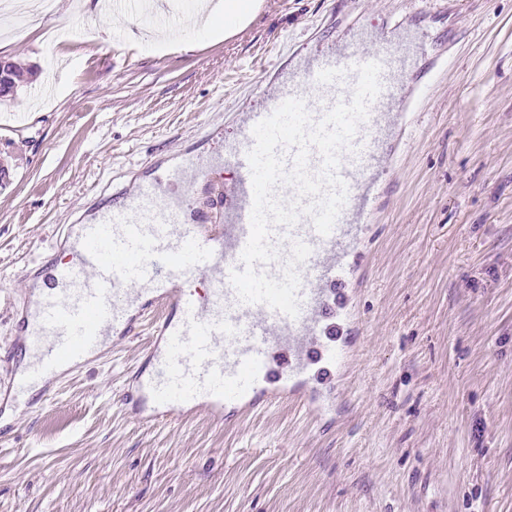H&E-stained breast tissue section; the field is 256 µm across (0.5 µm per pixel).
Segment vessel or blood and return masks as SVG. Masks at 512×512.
<instances>
[{
	"label": "vessel or blood",
	"instance_id": "b4317fda",
	"mask_svg": "<svg viewBox=\"0 0 512 512\" xmlns=\"http://www.w3.org/2000/svg\"><path fill=\"white\" fill-rule=\"evenodd\" d=\"M415 58V52L393 50L387 38L370 45L359 36L343 50L317 53L299 85L262 89L261 104L240 113L236 137L224 151L230 177L213 202L223 223H208L192 206L185 185L206 180L210 171L187 162L156 167L120 202L104 204L54 237L29 268L36 296L18 312L21 333L0 352V362H24L21 372L0 383L6 401H50L61 375L134 337L144 317L161 307L167 315L152 325L149 367L129 377L119 395L139 422L201 409L214 418H240L284 402L326 422L363 340L355 291L369 265L372 216L387 191L395 152L389 135L414 121L399 106ZM371 62L380 66V92L340 155L336 173L346 199L332 231L319 234L306 214L294 225L271 229L278 257L261 267L269 276L281 277L293 243L311 249L297 267V316L240 302L230 274L241 269L251 232L247 155L254 126L285 100L309 94L315 103L308 112L321 120L336 104L351 101L358 66ZM61 247L71 262L51 258Z\"/></svg>",
	"mask_w": 512,
	"mask_h": 512
}]
</instances>
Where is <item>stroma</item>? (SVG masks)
<instances>
[{
	"mask_svg": "<svg viewBox=\"0 0 512 512\" xmlns=\"http://www.w3.org/2000/svg\"><path fill=\"white\" fill-rule=\"evenodd\" d=\"M62 0L0 54L38 66L0 105V347L51 234L151 163L224 173L232 118L300 56L357 32L416 42L403 136L361 291L365 335L334 423L280 405L140 426L118 400L151 336L119 342L52 400L10 405L0 512H512V0H263L228 36L150 32L130 0ZM61 27L64 43L47 33Z\"/></svg>",
	"mask_w": 512,
	"mask_h": 512,
	"instance_id": "obj_1",
	"label": "stroma"
}]
</instances>
